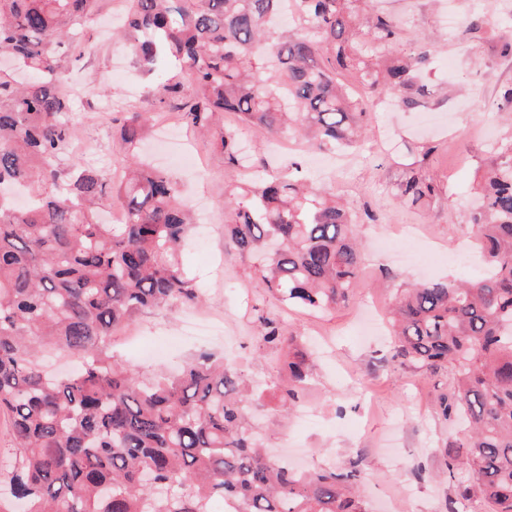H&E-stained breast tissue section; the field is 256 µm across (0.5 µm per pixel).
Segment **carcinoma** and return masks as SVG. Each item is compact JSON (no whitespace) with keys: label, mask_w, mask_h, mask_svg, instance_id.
Wrapping results in <instances>:
<instances>
[{"label":"carcinoma","mask_w":512,"mask_h":512,"mask_svg":"<svg viewBox=\"0 0 512 512\" xmlns=\"http://www.w3.org/2000/svg\"><path fill=\"white\" fill-rule=\"evenodd\" d=\"M100 0H0V53L32 74L19 85L0 68V410L11 417V494L23 512H368L354 470L294 472L259 446L251 398L238 367L202 352L150 384L112 354V332L150 308L194 305L180 246L193 228L168 171L140 158L151 117L132 111L120 128L122 177L71 159L67 61L82 48ZM124 36L135 64L156 71L175 59L180 75L159 82L157 110L177 102L184 123L207 129L225 111L277 137L293 133L319 150L359 148L374 99L412 109L434 105L423 72L430 44L398 53V31L367 0H292L291 28L270 21L284 0H124ZM497 0L463 39L488 24ZM224 159L236 138L221 133ZM21 186V209L1 194ZM421 170L397 197L410 206L439 195ZM469 224L488 265L477 280L415 284L394 308L392 359L435 372L455 369L439 395L444 418L465 424L448 449L455 484L447 512L477 499L512 512V139L477 181ZM117 199L125 219L100 213ZM224 246L257 254L264 291L281 305L317 312L352 299L362 267L357 222L333 186L274 178L224 197ZM264 347L288 351L293 406L311 356L279 321L260 319ZM76 363L50 377L40 354Z\"/></svg>","instance_id":"1"}]
</instances>
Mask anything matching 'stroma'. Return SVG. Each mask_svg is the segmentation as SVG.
Listing matches in <instances>:
<instances>
[{"label": "stroma", "mask_w": 512, "mask_h": 512, "mask_svg": "<svg viewBox=\"0 0 512 512\" xmlns=\"http://www.w3.org/2000/svg\"><path fill=\"white\" fill-rule=\"evenodd\" d=\"M114 0H101L87 26L83 54L71 63L72 105L87 122L72 149L83 162L116 165L122 154L117 120L128 91L138 94L140 111L152 109L160 77L175 76L178 64L164 60L158 72L139 71L130 55L105 40L101 26ZM403 37L423 32L434 47L428 85L447 84L448 99L433 124L417 112L377 101L370 113L367 150L350 167L316 168L302 149L273 148L264 130L243 127L225 113V130L238 134L248 167L227 163L210 135L179 126L188 148L201 155L208 171L204 184L179 162L174 145H159L148 132L144 151L170 171L184 197L193 198L206 237L190 235L182 247L185 270L204 294L201 304L141 313L126 338L112 351L151 380L176 370L200 351L224 354L239 367L258 398L259 432L266 447L287 449L284 462L300 470L356 469L358 487L370 512H446L455 487L444 479L446 452L462 440V428L444 420L437 398L450 390L455 371L437 372L408 360L390 358L393 337L386 321L401 283L473 280L486 268L477 252L461 254L472 241L469 199L478 169L512 137V113L490 111L503 85L512 84V61L501 54L502 36H512V18L497 21L482 39L461 42L459 29L484 8V0H383ZM454 11L456 29L443 21ZM300 163L318 183L342 182V197L359 216L363 265L352 301L314 313L289 309L265 296L254 274L255 259L224 245V194L250 187L268 174L287 173ZM422 166L441 187L429 205L407 206L396 198V184L413 166ZM280 316L288 333L305 341L332 339L331 357H318L300 399L282 411L279 395L288 384L285 354L263 348L257 338L260 316ZM422 478H413L414 469Z\"/></svg>", "instance_id": "obj_1"}]
</instances>
